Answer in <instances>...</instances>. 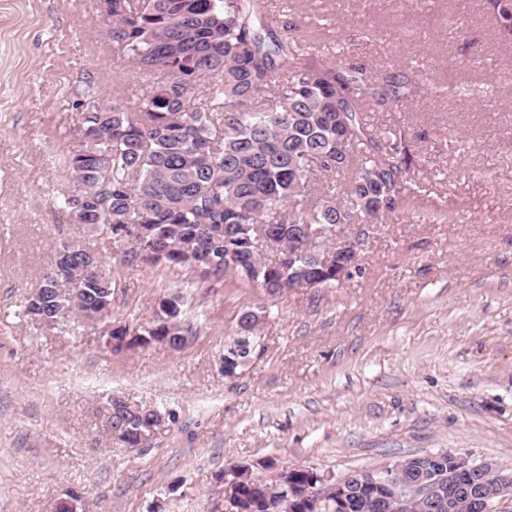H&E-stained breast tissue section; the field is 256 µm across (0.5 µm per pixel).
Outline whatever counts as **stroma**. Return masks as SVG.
<instances>
[{"label":"stroma","instance_id":"35a3bbf8","mask_svg":"<svg viewBox=\"0 0 512 512\" xmlns=\"http://www.w3.org/2000/svg\"><path fill=\"white\" fill-rule=\"evenodd\" d=\"M320 56L373 79L433 72L431 94L366 113L406 131L414 207L346 224L361 261L341 282L277 296L233 278L195 281L198 330L179 350L112 352L115 322L152 321L195 280L186 267L122 265L74 221L63 161L82 112L128 109L161 80L118 59L99 0H0V512H209L218 475L264 459L339 477L452 450L512 470V27L497 0H268ZM103 258L104 320L69 331L24 317L56 244ZM259 315L234 378L224 347ZM159 408L146 451L111 442L109 397Z\"/></svg>","mask_w":512,"mask_h":512}]
</instances>
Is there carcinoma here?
I'll use <instances>...</instances> for the list:
<instances>
[{
  "instance_id": "1",
  "label": "carcinoma",
  "mask_w": 512,
  "mask_h": 512,
  "mask_svg": "<svg viewBox=\"0 0 512 512\" xmlns=\"http://www.w3.org/2000/svg\"><path fill=\"white\" fill-rule=\"evenodd\" d=\"M112 46L144 72L167 81L143 97L139 110L93 106L82 114L81 144L64 163L75 183L65 205L76 221L123 247L121 262L188 266L199 279L232 277L275 296L288 278L336 283L312 252L319 235L293 266L275 267L254 254L250 224H269L281 239L299 224H372L406 208L410 157L405 133L373 132L365 112L426 93L430 73L398 72L375 84L365 67L324 62L288 31L270 23L264 0H112ZM341 122H336V117ZM324 177L343 183L321 190ZM102 258L76 241L56 250L54 268L78 294L69 316L30 295L25 312L58 318L68 330L78 317L96 321L112 299ZM183 296L158 304L146 326L117 322L113 336L145 347L169 337L178 349L195 331L183 315ZM156 428L151 406L108 400L110 439L143 447ZM240 497L231 512L263 508V484L251 465L231 476Z\"/></svg>"
}]
</instances>
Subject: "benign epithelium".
<instances>
[{
  "label": "benign epithelium",
  "instance_id": "obj_1",
  "mask_svg": "<svg viewBox=\"0 0 512 512\" xmlns=\"http://www.w3.org/2000/svg\"><path fill=\"white\" fill-rule=\"evenodd\" d=\"M336 235L333 247L316 252L317 260L325 267L336 269L340 280L359 266L360 254L355 242ZM424 468L410 473L412 487L401 485L395 475L398 465L382 469L357 470L333 478L299 466L283 462L267 470L264 480L270 482L268 494L282 486L288 493V512H319L321 498L317 484H330L336 489V512H354L358 509L356 489L361 487L376 494L377 506L385 512H416L425 501L434 512L450 508L453 493L466 498L472 512H494V507L512 501V471L501 468L490 459L473 460L449 450L428 452Z\"/></svg>",
  "mask_w": 512,
  "mask_h": 512
}]
</instances>
